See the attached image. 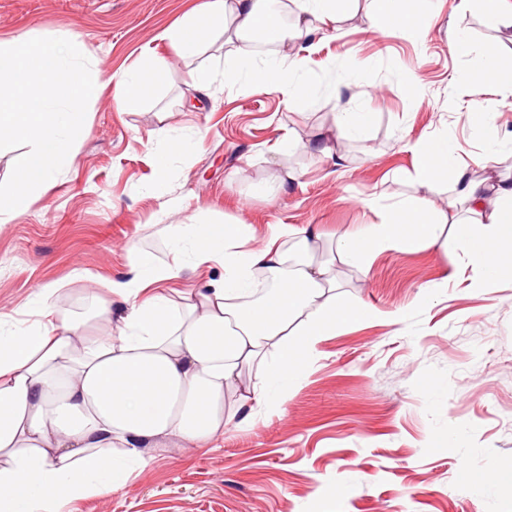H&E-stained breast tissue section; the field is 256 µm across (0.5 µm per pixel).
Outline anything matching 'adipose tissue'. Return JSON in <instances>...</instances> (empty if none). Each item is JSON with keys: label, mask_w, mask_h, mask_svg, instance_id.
<instances>
[{"label": "adipose tissue", "mask_w": 512, "mask_h": 512, "mask_svg": "<svg viewBox=\"0 0 512 512\" xmlns=\"http://www.w3.org/2000/svg\"><path fill=\"white\" fill-rule=\"evenodd\" d=\"M292 26H284L271 0H206L160 40L192 57L216 30L232 44L225 82L260 84L288 100L313 99L319 80L298 56L311 39L335 38L355 0H294ZM434 0H370V26L386 33L420 34ZM266 27L281 55L261 57L250 34ZM452 49L478 54L470 82L512 96V71L504 70L499 44L475 47L456 30ZM166 65L156 61L117 81L112 97L125 103L159 85ZM368 106L334 115L333 137L308 140L284 135L274 152L300 148L333 156L335 143L361 138L376 125ZM412 170L395 180L410 193L388 204L379 223L341 235L336 258H317L318 236L304 227L296 236L300 258L277 240L253 248L250 225L204 219L173 229V261L156 265L134 252L132 270L95 296L85 318L57 325L49 285L32 299L33 324L0 336V512H52L58 502L101 492L126 477L128 463L145 449L217 448L224 440L225 389L236 386L242 405L264 395L245 382L246 373L280 382L297 379L318 341L336 330L376 317L375 309L351 303L338 291L335 264L369 272L376 255L400 249L461 250L479 267L478 287L512 276V177H474L458 143L440 132L409 143ZM452 184L447 202L434 198ZM215 263L221 281L185 295L172 306L163 291L148 293L177 277L185 263ZM271 278V292L257 296L255 276Z\"/></svg>", "instance_id": "1"}]
</instances>
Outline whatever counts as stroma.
<instances>
[{"label":"stroma","mask_w":512,"mask_h":512,"mask_svg":"<svg viewBox=\"0 0 512 512\" xmlns=\"http://www.w3.org/2000/svg\"><path fill=\"white\" fill-rule=\"evenodd\" d=\"M200 0H0V42L73 35L95 76L115 83L158 56L168 75L150 96L116 107L90 101L83 129L55 180L30 209L0 223V312L29 320L41 285L57 287L56 318L91 304L90 289L126 276L132 249L172 261L171 227L205 217L251 224L253 246L282 224L309 225L322 254L360 224L375 192H404L409 142L447 131L471 157L483 155L470 120L479 105L503 134L512 107L496 89L460 75L474 58L452 53L454 30L475 46L496 41L512 66V29L440 0L417 37L369 29L368 0L335 39L307 57L321 95L338 105L285 101L262 85L225 84L222 39L184 61L158 40ZM203 75L207 84L195 82ZM415 82L416 94L405 90ZM370 105L377 124L343 140L347 159L269 148L289 121L301 137L327 133L334 109ZM187 140L165 173L152 164L172 137ZM293 171L298 179L268 202L250 186ZM343 296L380 311L322 337L311 365L280 404L254 405L248 426H228L222 448L147 453L126 484L76 499L63 512H512V280L478 291L480 270L459 250H391L369 273L337 264ZM447 287H439L440 279ZM453 448L434 445L437 434ZM492 477L479 490L465 473Z\"/></svg>","instance_id":"obj_1"}]
</instances>
